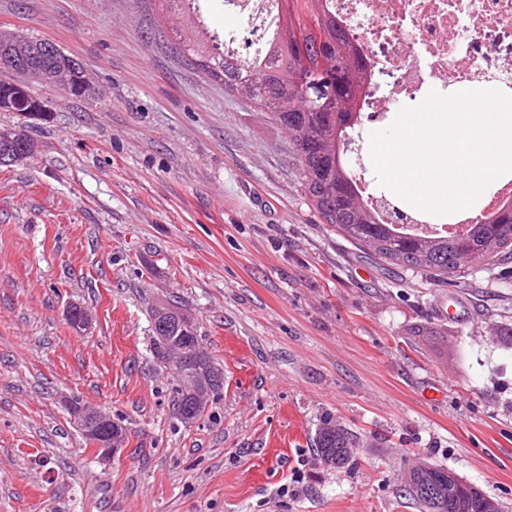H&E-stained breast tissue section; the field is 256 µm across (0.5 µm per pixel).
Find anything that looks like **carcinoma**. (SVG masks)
<instances>
[{"label": "carcinoma", "mask_w": 512, "mask_h": 512, "mask_svg": "<svg viewBox=\"0 0 512 512\" xmlns=\"http://www.w3.org/2000/svg\"><path fill=\"white\" fill-rule=\"evenodd\" d=\"M176 18L172 25L175 46L207 77L224 84L235 96L246 94L267 117L288 134L294 160L302 176V191L321 219L336 228L374 257L400 267L426 272L439 280L461 272L466 265H486L512 249V206L486 220L467 226L460 235H402L393 225L381 223L374 210L359 196L355 179L344 155L349 130L358 122V102L366 82V64L336 19L327 13L322 0H293L296 9L285 8L277 39L265 63L249 72L235 59L210 52L196 19L181 14L187 0H157ZM315 26L321 42L311 44L309 56L327 52L338 58V70L326 75L323 95L307 88L298 71L295 52L297 37L306 24ZM57 71L68 84L82 89L81 97H95V87L86 78L84 67L63 50L55 58ZM39 101L28 85L9 98V109L25 112ZM155 352L170 371L181 349L198 351L213 361L203 345L197 322L171 329V338H154ZM320 456L327 448H353L355 443L341 428L326 425L318 433ZM406 494L420 512H448V485H430L429 473H412Z\"/></svg>", "instance_id": "obj_1"}]
</instances>
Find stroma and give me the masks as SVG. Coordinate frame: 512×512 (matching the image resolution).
Masks as SVG:
<instances>
[{"instance_id": "obj_1", "label": "stroma", "mask_w": 512, "mask_h": 512, "mask_svg": "<svg viewBox=\"0 0 512 512\" xmlns=\"http://www.w3.org/2000/svg\"><path fill=\"white\" fill-rule=\"evenodd\" d=\"M0 28L100 92L0 112L40 144L0 167V512H418L424 462L512 512V255L441 282L365 254L151 0H0ZM172 300L224 371L191 425L153 351ZM73 395L126 429L120 451L86 443ZM328 422L358 442L341 468L315 449ZM56 49L58 55L54 62L57 66V72L65 76L71 87L82 88V93L77 98L93 99L95 97V87L86 78L84 67L76 62V59L67 55L60 47L56 46Z\"/></svg>"}]
</instances>
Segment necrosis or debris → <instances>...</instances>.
<instances>
[{
  "instance_id": "1",
  "label": "necrosis or debris",
  "mask_w": 512,
  "mask_h": 512,
  "mask_svg": "<svg viewBox=\"0 0 512 512\" xmlns=\"http://www.w3.org/2000/svg\"><path fill=\"white\" fill-rule=\"evenodd\" d=\"M280 9L281 0H224L234 19L224 51L244 70L264 61ZM326 10L368 64L371 120L436 84L512 86V0H326Z\"/></svg>"
}]
</instances>
